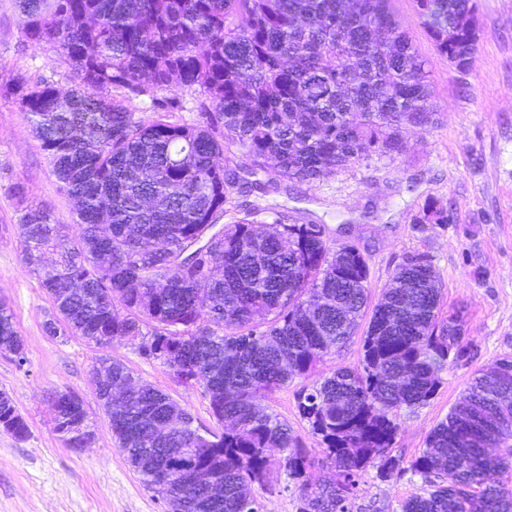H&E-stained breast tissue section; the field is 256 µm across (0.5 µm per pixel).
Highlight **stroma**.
I'll return each mask as SVG.
<instances>
[{
  "instance_id": "obj_1",
  "label": "stroma",
  "mask_w": 512,
  "mask_h": 512,
  "mask_svg": "<svg viewBox=\"0 0 512 512\" xmlns=\"http://www.w3.org/2000/svg\"><path fill=\"white\" fill-rule=\"evenodd\" d=\"M476 4L480 40L459 72L436 52L415 0H392L426 63L437 110L434 124L403 130V154L376 155L312 183L282 178L279 191L258 201L259 221L321 224L330 245L358 247L371 301L405 257L429 258L442 288L441 314L460 315L468 355L442 373L428 404L400 412L394 451L408 459L425 448L475 371L512 358V0ZM19 77L73 84L56 49L25 38L14 0H0V303L13 313L25 356L20 362L0 352V392L29 428L22 440L0 429V512H165L161 494L142 483L112 436L92 373L99 349L44 330L52 304L23 264L19 220L35 203L70 227L74 203L7 90ZM17 184L23 197L12 192ZM429 203L447 209V223H421ZM110 354L190 412L197 426L218 429L203 385L183 384L160 361L143 358L133 341L114 344ZM58 392L81 398L94 432L86 448L66 447L54 430L49 400ZM421 486L409 474L383 482L367 473L357 512H401Z\"/></svg>"
}]
</instances>
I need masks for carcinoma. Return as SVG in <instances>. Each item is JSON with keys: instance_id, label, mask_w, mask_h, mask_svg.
<instances>
[{"instance_id": "obj_1", "label": "carcinoma", "mask_w": 512, "mask_h": 512, "mask_svg": "<svg viewBox=\"0 0 512 512\" xmlns=\"http://www.w3.org/2000/svg\"><path fill=\"white\" fill-rule=\"evenodd\" d=\"M437 52L468 64L476 0H416ZM28 40L56 48L76 80H15L10 88L60 189L77 206L75 231L30 209L19 230L25 265L53 304L51 336L104 348L142 335L166 355L183 383L204 386L218 432H201L168 394L143 383L136 398L104 405L112 435L142 482L177 493L174 512H264L254 488L283 473L301 496L299 512H354L362 476L381 481L407 472L429 487L401 512H512V360L470 378L466 394L412 459L393 453L396 417L427 404L440 374L467 347L457 320L439 321L441 288L426 257L394 270L369 308V270L353 245L329 246L321 224L259 222V210L210 236L218 274L205 255L183 256L229 212L230 194H262L286 179L313 182L356 162L404 151L401 129L434 123L432 91L416 47L390 0H15ZM204 97L200 122L170 120L156 93L171 85ZM151 99L155 116L138 120L127 96ZM236 148L246 163L224 157ZM421 224L448 223L431 205ZM112 250L102 272L100 254ZM56 255L43 270L44 255ZM77 289L72 290L70 286ZM359 366L296 393L322 457H312L285 420L260 405L311 375L355 335L364 319ZM0 351L24 362L13 314L0 304ZM97 373L135 380L103 353ZM181 427L163 441L159 420ZM0 426L18 439L28 424L0 397ZM165 448L182 461L224 473V496L184 485ZM280 456L271 454L272 449ZM333 482L312 488L315 465Z\"/></svg>"}]
</instances>
